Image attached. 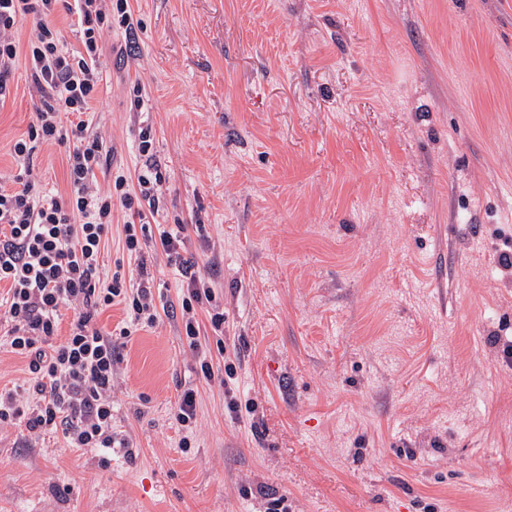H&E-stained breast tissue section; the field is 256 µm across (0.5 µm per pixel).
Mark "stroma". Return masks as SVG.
<instances>
[{
    "mask_svg": "<svg viewBox=\"0 0 512 512\" xmlns=\"http://www.w3.org/2000/svg\"><path fill=\"white\" fill-rule=\"evenodd\" d=\"M128 6L138 50L104 34L87 116L113 149L93 183L158 165L153 222L185 225L216 294L200 339L233 373L203 378L180 274L144 245L158 318L112 379L128 448L2 422L0 512H512V0ZM39 105L17 61L2 183ZM67 178L41 145L36 190Z\"/></svg>",
    "mask_w": 512,
    "mask_h": 512,
    "instance_id": "stroma-1",
    "label": "stroma"
}]
</instances>
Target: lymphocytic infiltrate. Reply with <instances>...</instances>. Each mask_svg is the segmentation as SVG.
Masks as SVG:
<instances>
[{
  "instance_id": "lymphocytic-infiltrate-1",
  "label": "lymphocytic infiltrate",
  "mask_w": 512,
  "mask_h": 512,
  "mask_svg": "<svg viewBox=\"0 0 512 512\" xmlns=\"http://www.w3.org/2000/svg\"><path fill=\"white\" fill-rule=\"evenodd\" d=\"M67 8L78 19L80 47L68 48L55 16ZM30 24L26 42L13 32ZM132 34L127 0H0V104L10 94L17 58H24L33 89L42 101L27 137L12 153L17 172L11 187L0 185V347L24 356L35 376L31 393H0V422L20 421L30 433L61 432L74 448H112V370L120 339L133 327L157 319L154 297L145 281L127 277L123 268L108 273L102 255L112 229V203L126 210L124 245L140 256L138 226L142 208L161 174L147 164L132 194L124 175L102 192L91 186L95 169L111 155L102 137L89 131L85 117L103 79L98 67L104 32ZM69 113L62 122L61 113ZM64 147L68 188L62 193L35 192L33 157L38 145ZM182 324L189 348L203 353L197 308L214 292L205 277L182 273ZM125 304L126 326L103 332L97 315ZM71 311L69 332L59 336L63 311Z\"/></svg>"
}]
</instances>
